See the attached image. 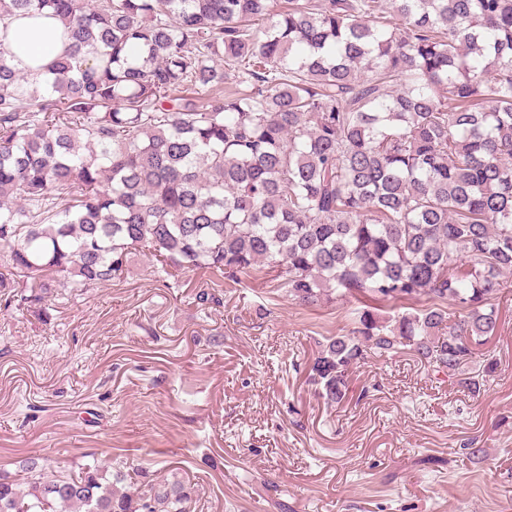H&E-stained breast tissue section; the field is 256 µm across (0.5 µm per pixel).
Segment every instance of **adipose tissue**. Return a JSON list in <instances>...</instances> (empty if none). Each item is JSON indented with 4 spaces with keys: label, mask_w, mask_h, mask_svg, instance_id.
Masks as SVG:
<instances>
[{
    "label": "adipose tissue",
    "mask_w": 512,
    "mask_h": 512,
    "mask_svg": "<svg viewBox=\"0 0 512 512\" xmlns=\"http://www.w3.org/2000/svg\"><path fill=\"white\" fill-rule=\"evenodd\" d=\"M61 30V22L52 17L11 19L8 37L13 65L34 69L47 64L62 47Z\"/></svg>",
    "instance_id": "1"
}]
</instances>
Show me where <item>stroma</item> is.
I'll use <instances>...</instances> for the list:
<instances>
[{"label":"stroma","instance_id":"stroma-1","mask_svg":"<svg viewBox=\"0 0 512 512\" xmlns=\"http://www.w3.org/2000/svg\"><path fill=\"white\" fill-rule=\"evenodd\" d=\"M206 283L186 270L168 287L138 253L37 308L0 289L5 472L33 455L74 472L96 452L189 481L196 512H512V295L480 393L404 350L369 359L330 406L307 367L350 328L347 307L295 304L254 271L204 309Z\"/></svg>","mask_w":512,"mask_h":512}]
</instances>
